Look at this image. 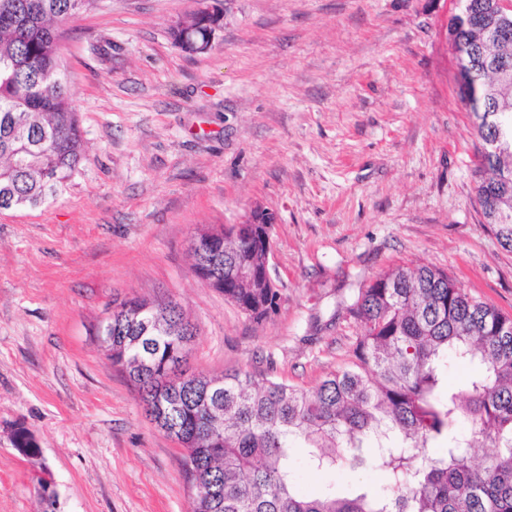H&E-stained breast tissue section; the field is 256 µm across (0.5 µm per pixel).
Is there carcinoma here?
<instances>
[{"label":"carcinoma","instance_id":"1","mask_svg":"<svg viewBox=\"0 0 512 512\" xmlns=\"http://www.w3.org/2000/svg\"><path fill=\"white\" fill-rule=\"evenodd\" d=\"M96 0H0V195L12 207L55 197L84 157L77 109L61 58L62 24ZM223 13L202 11L183 23L209 38ZM460 65L479 50L470 24L449 27ZM474 86H459L482 149L475 168L476 202L500 246L512 252V85L478 68ZM491 143L507 151L491 163ZM232 224L200 233L192 270L249 318L275 313L281 293L269 256L274 225ZM347 312L359 322L354 360L309 392L269 374L224 373L219 379L183 368L195 327L173 301H121L110 316L112 367L137 392L143 411L184 449L183 476L210 491L193 494L192 512H512V316L471 298L448 274L429 265L398 266L359 290ZM473 373L442 391L448 355ZM439 444L443 452L429 448ZM372 446L392 496L297 494L293 450L307 449L318 471L355 468ZM492 452L472 460L473 449ZM14 446L37 444L22 427Z\"/></svg>","mask_w":512,"mask_h":512}]
</instances>
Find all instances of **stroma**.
Instances as JSON below:
<instances>
[{
  "mask_svg": "<svg viewBox=\"0 0 512 512\" xmlns=\"http://www.w3.org/2000/svg\"><path fill=\"white\" fill-rule=\"evenodd\" d=\"M198 6L97 0L63 25L85 158L56 198L0 210V512H192L180 445L95 336L122 300L182 306L192 373L306 390L352 360L346 308L390 268L433 266L512 315V252L475 203L459 0H222L211 49L190 55L171 29ZM256 207L276 217L282 295L261 322L191 269L199 230ZM21 426L38 454L14 447ZM295 489L387 483L370 463L316 473L300 448Z\"/></svg>",
  "mask_w": 512,
  "mask_h": 512,
  "instance_id": "obj_1",
  "label": "stroma"
}]
</instances>
